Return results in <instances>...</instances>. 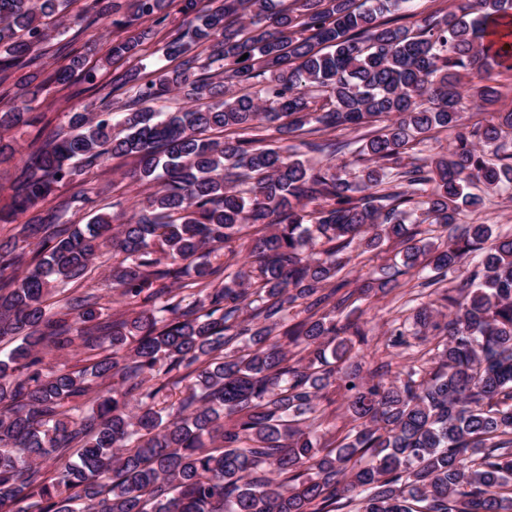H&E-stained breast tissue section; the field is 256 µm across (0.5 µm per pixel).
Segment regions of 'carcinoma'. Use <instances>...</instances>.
Returning a JSON list of instances; mask_svg holds the SVG:
<instances>
[{
  "label": "carcinoma",
  "mask_w": 512,
  "mask_h": 512,
  "mask_svg": "<svg viewBox=\"0 0 512 512\" xmlns=\"http://www.w3.org/2000/svg\"><path fill=\"white\" fill-rule=\"evenodd\" d=\"M73 2L0 0V85L51 45L70 63L44 83L104 89L59 38L115 5ZM179 2L177 28L174 0H128L113 21L147 26L107 62L162 31L178 61L112 76L121 105L71 112L65 131L34 112L29 72L0 107L1 132L36 129L0 207V224L30 214L0 242V343L14 344L0 358V512H512V237L461 218L512 185V109L462 123L464 99L499 101L488 84L465 95L464 79L512 70V30L484 45L512 27V0L422 17L417 0ZM174 91L188 107H150ZM370 123L347 160L298 152L333 159L347 144L330 131ZM434 131L453 143L425 157ZM114 158L146 185L130 219L67 224L65 198L35 211ZM388 244L391 272L359 290L419 282L415 330L395 319L385 340L411 364L387 382L344 370L367 334L342 272ZM105 247L118 313L77 291ZM337 389L349 429L323 443Z\"/></svg>",
  "instance_id": "obj_1"
}]
</instances>
